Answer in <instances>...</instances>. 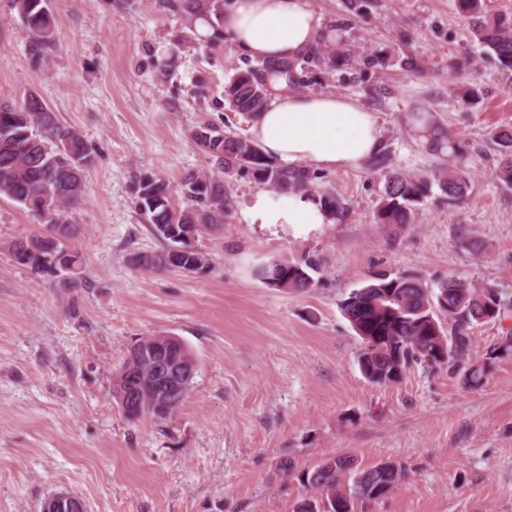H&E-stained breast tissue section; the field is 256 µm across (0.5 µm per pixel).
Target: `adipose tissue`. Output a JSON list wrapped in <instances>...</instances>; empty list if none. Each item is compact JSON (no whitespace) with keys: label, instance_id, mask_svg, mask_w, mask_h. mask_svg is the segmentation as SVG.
<instances>
[{"label":"adipose tissue","instance_id":"obj_1","mask_svg":"<svg viewBox=\"0 0 512 512\" xmlns=\"http://www.w3.org/2000/svg\"><path fill=\"white\" fill-rule=\"evenodd\" d=\"M222 32L243 57L292 61L320 38V20L308 0H228ZM289 75L271 73L270 95L251 132L267 155L291 165L340 171L360 166L384 146L383 125L355 97L289 94ZM244 216L251 224H329L333 218L312 191L256 192Z\"/></svg>","mask_w":512,"mask_h":512}]
</instances>
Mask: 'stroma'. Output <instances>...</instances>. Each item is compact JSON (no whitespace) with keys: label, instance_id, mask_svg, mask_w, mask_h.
<instances>
[{"label":"stroma","instance_id":"obj_1","mask_svg":"<svg viewBox=\"0 0 512 512\" xmlns=\"http://www.w3.org/2000/svg\"><path fill=\"white\" fill-rule=\"evenodd\" d=\"M329 41L319 65L296 61L292 92L336 93L379 114L393 170L452 169L466 196L434 194L413 223L376 220L384 178L370 163L309 170L310 188L344 210L316 227L250 224L261 185L224 178L229 218L201 228L205 272L147 270L165 250L138 213L132 181L149 172L178 188L216 161L192 137L202 123L249 135L224 88L247 58L228 40L199 44L166 0H51L56 47L41 63L11 0H0V100L40 96L91 150L85 194L69 209L77 275L15 265L7 251L41 232L0 199V512H40L55 492L87 512H293L302 471L340 455L369 468L402 463L403 482L354 512H512V317L472 331L491 359L482 386L416 366L398 383H368L362 340L341 305L385 271L433 284L458 278L512 304V187L494 177L493 134L512 125V72L470 31L456 0H310ZM477 87L481 102L462 105ZM431 110L459 149L413 137ZM318 258L313 287L271 286L257 268ZM176 336L196 360L192 384L163 422L126 419L112 397L128 346ZM288 458L292 473L279 471Z\"/></svg>","mask_w":512,"mask_h":512}]
</instances>
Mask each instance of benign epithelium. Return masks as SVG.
Returning <instances> with one entry per match:
<instances>
[{"mask_svg": "<svg viewBox=\"0 0 512 512\" xmlns=\"http://www.w3.org/2000/svg\"><path fill=\"white\" fill-rule=\"evenodd\" d=\"M195 371L196 362L186 360L182 340L176 336H165L151 348H131L118 395L122 410L142 412L147 384L151 386L154 400L166 403L175 400L188 387ZM43 512H85V505L72 493L56 492L45 500Z\"/></svg>", "mask_w": 512, "mask_h": 512, "instance_id": "obj_1", "label": "benign epithelium"}]
</instances>
